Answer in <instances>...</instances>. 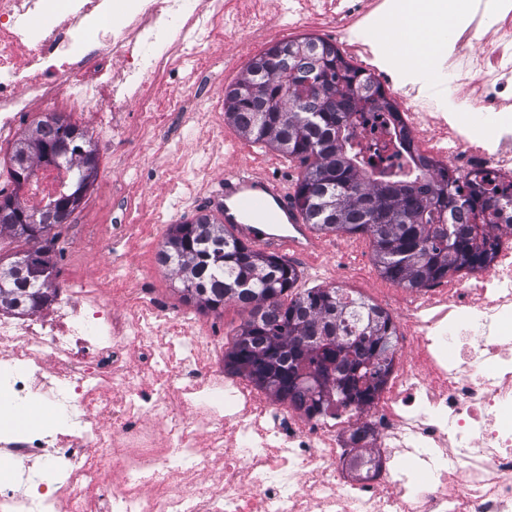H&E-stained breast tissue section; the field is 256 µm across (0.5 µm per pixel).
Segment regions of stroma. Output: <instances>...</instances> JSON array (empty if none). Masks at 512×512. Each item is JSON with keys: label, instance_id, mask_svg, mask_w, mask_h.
<instances>
[{"label": "stroma", "instance_id": "1", "mask_svg": "<svg viewBox=\"0 0 512 512\" xmlns=\"http://www.w3.org/2000/svg\"><path fill=\"white\" fill-rule=\"evenodd\" d=\"M273 33L253 47L217 39L209 52L202 81L212 88L209 106L216 115L224 113V91L233 84L247 62L280 41L282 33L291 37H325V28L318 23L303 24L287 9H272L267 17ZM122 145L124 160L116 162L111 152H98L99 169L95 181L76 211L80 224L101 225L103 235L97 249L85 251L79 235L70 226H62L64 252L56 259L59 282L74 276H93L99 267H108L112 281L105 284V294L117 288H137L149 281L154 296L178 312L191 314L195 325L220 335L221 348H228L244 315L234 305L225 306L221 313H202L180 301L175 283L158 266L156 253L167 228L156 225L159 214L175 215L184 222L199 213L200 196H185L174 192L172 182L182 178L201 189L218 185L229 165L250 164L279 175L285 172L299 175L298 162L261 144L251 143L238 135L229 123H222L220 133H213L207 118L200 112H169L160 131L141 129L136 119H128ZM344 238L326 236L323 252L304 258L290 257L299 274L298 288H317L335 284L333 269L340 258ZM359 249L352 257L354 266L366 269L363 278L345 280L351 288L373 303H381L390 280L378 271L367 236H358ZM142 266L144 279L130 278L128 270Z\"/></svg>", "mask_w": 512, "mask_h": 512}]
</instances>
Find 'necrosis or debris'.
<instances>
[{
  "mask_svg": "<svg viewBox=\"0 0 512 512\" xmlns=\"http://www.w3.org/2000/svg\"><path fill=\"white\" fill-rule=\"evenodd\" d=\"M347 2L328 25L337 45L365 37L368 5ZM223 21L224 0H128L120 15L111 0H0V142L34 103L77 110L116 137L135 107L141 126L159 129L178 104L166 76L203 69ZM485 56L457 54L448 69L505 91L512 8ZM356 90L390 101L388 129L411 168L512 186V99L490 110L462 97L440 112L366 60ZM71 180L67 161L35 163L21 201L42 211ZM467 218L488 223L501 250L474 276L387 295L393 370L367 406L332 421L228 380L215 334L190 330L141 288L107 298L75 277L47 313L1 311L15 398L36 394L38 375L53 378L49 407L66 433L44 469L0 490V512H512V207ZM361 448L370 460L352 467Z\"/></svg>",
  "mask_w": 512,
  "mask_h": 512,
  "instance_id": "obj_1",
  "label": "necrosis or debris"
}]
</instances>
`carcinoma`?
<instances>
[{"label": "carcinoma", "instance_id": "cac0c4a2", "mask_svg": "<svg viewBox=\"0 0 512 512\" xmlns=\"http://www.w3.org/2000/svg\"><path fill=\"white\" fill-rule=\"evenodd\" d=\"M358 72L336 45L320 37L281 40L254 58L224 91V118L244 139L299 161L296 200L308 224L322 233L366 235L380 273L408 289L424 288L490 260L482 224H436L442 210L465 214L473 194L456 182L406 178L399 154L356 141L357 125L380 119L359 109ZM77 134L85 151H72L71 191L35 215L18 197L0 196V236L44 246L14 254L0 271V307L36 312L56 297L55 265L47 243L58 240L62 201H80L98 172L86 131L50 115L16 141L15 181L30 176L62 130ZM372 167L371 182L359 163ZM507 193L494 187L482 212L498 213ZM37 216L26 229L22 219ZM160 266L180 283L182 299L200 311L238 306L245 318L224 352V370L308 415L362 408L384 385L393 364L392 317L346 288L295 290L297 269L273 252L239 239L211 213L172 224L158 249Z\"/></svg>", "mask_w": 512, "mask_h": 512}]
</instances>
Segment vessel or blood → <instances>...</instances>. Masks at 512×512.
<instances>
[{
	"label": "vessel or blood",
	"instance_id": "b4317fda",
	"mask_svg": "<svg viewBox=\"0 0 512 512\" xmlns=\"http://www.w3.org/2000/svg\"><path fill=\"white\" fill-rule=\"evenodd\" d=\"M204 207L238 238L264 249L309 256L325 248L296 205L292 176L273 177L253 166L228 168Z\"/></svg>",
	"mask_w": 512,
	"mask_h": 512
}]
</instances>
